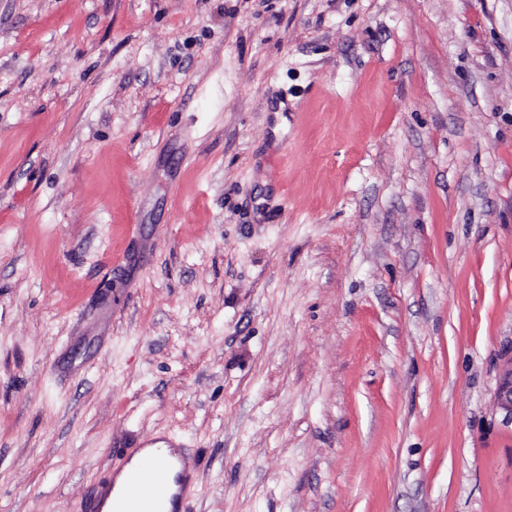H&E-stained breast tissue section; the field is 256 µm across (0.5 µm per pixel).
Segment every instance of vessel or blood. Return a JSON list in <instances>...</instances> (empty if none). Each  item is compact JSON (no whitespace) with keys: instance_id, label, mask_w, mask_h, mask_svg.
<instances>
[{"instance_id":"b4317fda","label":"vessel or blood","mask_w":512,"mask_h":512,"mask_svg":"<svg viewBox=\"0 0 512 512\" xmlns=\"http://www.w3.org/2000/svg\"><path fill=\"white\" fill-rule=\"evenodd\" d=\"M159 456L165 467L176 470V483L167 481L151 482L142 473H131L122 486L107 483V490L112 491L111 501L97 499L96 508L107 507L111 512H142L141 501L152 504L154 512H183L185 497L189 488V479L196 468L195 459L182 450L170 446L160 449Z\"/></svg>"}]
</instances>
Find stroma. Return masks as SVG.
Instances as JSON below:
<instances>
[{"label": "stroma", "mask_w": 512, "mask_h": 512, "mask_svg": "<svg viewBox=\"0 0 512 512\" xmlns=\"http://www.w3.org/2000/svg\"><path fill=\"white\" fill-rule=\"evenodd\" d=\"M511 358L512 0H0V512H512ZM494 405L512 423V358L500 370ZM158 457L164 463L167 469L177 470V486L172 488L175 473L168 474L167 481L150 482L143 478L141 472L131 473L114 495V489L117 481V475H113L106 485L105 499L111 494L110 504L111 512H156L162 509V512H184L185 497L189 488V479L192 472L195 471V459L182 450L169 446L167 448H157ZM149 500L152 503V510L143 511L140 508L142 500Z\"/></svg>", "instance_id": "35a3bbf8"}]
</instances>
